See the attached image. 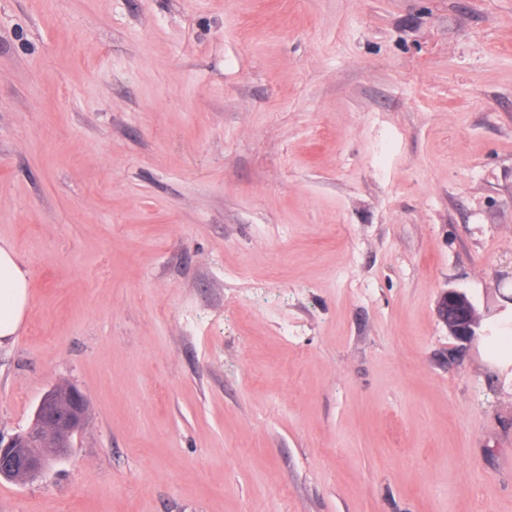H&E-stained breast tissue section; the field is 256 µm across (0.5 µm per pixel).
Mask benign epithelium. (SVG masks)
<instances>
[{
    "label": "benign epithelium",
    "mask_w": 512,
    "mask_h": 512,
    "mask_svg": "<svg viewBox=\"0 0 512 512\" xmlns=\"http://www.w3.org/2000/svg\"><path fill=\"white\" fill-rule=\"evenodd\" d=\"M439 320L448 328V335L460 342L476 336L481 315L467 293L448 289L437 301ZM64 404H59L56 389H51L40 400L31 424L7 438L0 435V478L13 481L18 477L31 480L42 475L50 458L39 448L50 445L56 448L53 458L64 456L74 435L80 433L87 421L88 401L72 386L66 387Z\"/></svg>",
    "instance_id": "obj_1"
}]
</instances>
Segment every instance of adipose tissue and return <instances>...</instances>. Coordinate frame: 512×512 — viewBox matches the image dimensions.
<instances>
[{
	"label": "adipose tissue",
	"instance_id": "1",
	"mask_svg": "<svg viewBox=\"0 0 512 512\" xmlns=\"http://www.w3.org/2000/svg\"><path fill=\"white\" fill-rule=\"evenodd\" d=\"M28 272L12 245L0 243V345L11 341L29 305Z\"/></svg>",
	"mask_w": 512,
	"mask_h": 512
}]
</instances>
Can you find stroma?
<instances>
[{
  "mask_svg": "<svg viewBox=\"0 0 512 512\" xmlns=\"http://www.w3.org/2000/svg\"><path fill=\"white\" fill-rule=\"evenodd\" d=\"M3 241L0 512H512V0H0ZM29 300L23 260L12 245L0 243V346L11 341L22 327ZM439 320L448 328V334L460 342H468L476 336L481 315L472 299L464 291L448 289L437 301ZM49 390L40 400L31 424L22 432L5 438L0 435V478L15 481L16 477L31 480L42 475L50 460L64 456L71 439L80 433L87 421L88 401L75 387H64L65 402H57L56 391ZM56 448L52 457H45L38 448Z\"/></svg>",
  "mask_w": 512,
  "mask_h": 512,
  "instance_id": "1",
  "label": "stroma"
}]
</instances>
